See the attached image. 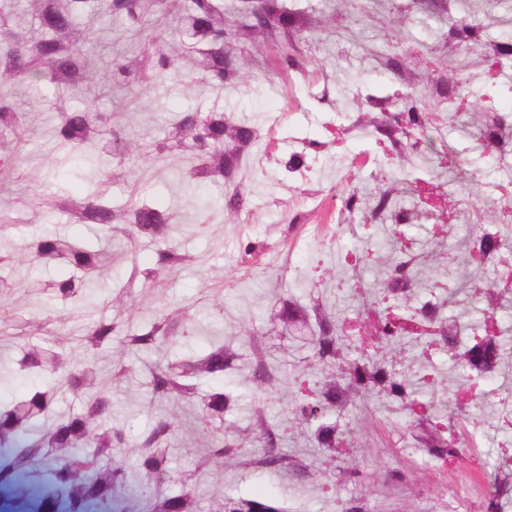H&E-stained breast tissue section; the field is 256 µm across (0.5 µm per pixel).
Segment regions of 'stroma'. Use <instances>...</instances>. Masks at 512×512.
<instances>
[{
  "label": "stroma",
  "instance_id": "stroma-1",
  "mask_svg": "<svg viewBox=\"0 0 512 512\" xmlns=\"http://www.w3.org/2000/svg\"><path fill=\"white\" fill-rule=\"evenodd\" d=\"M300 13L276 37L233 34L224 52L235 71L231 86L205 87L186 57H179L160 80L121 88H96L100 108L113 129L133 138L139 156L112 168L107 189L114 204L147 199L170 210L175 230L164 241L132 240L123 229L99 232L92 224L55 221L66 235L96 242L111 259L91 276L90 297L82 307L52 314L40 308L39 282L57 268L35 261L32 245L46 227L41 202L62 191L73 197L90 190L84 161L64 157L49 118L52 93L39 104L23 103L34 135L28 158L11 195L27 223L0 230V239L19 260L11 269L12 288L0 292V371L10 369L27 345L50 341L67 367L94 362L100 388L110 398V420L131 437L160 420L173 424L168 440L177 486L261 497L288 512H340L357 500L368 512H437L439 470L428 465L420 439L426 427L408 425L405 405L373 397L350 408L344 419L348 444L331 456L311 440L309 425L290 419L302 395L314 388L310 351L297 337L273 332L269 315L280 301L303 304L320 299L344 332L361 336L371 316L361 299L380 288L397 249L411 257V270L426 296L429 285L447 283L451 271L468 259L465 242L475 214L484 220L503 216L504 202L488 185L499 168L512 167V148L489 153L479 131L477 111L512 116V54L500 51L512 38V0H297ZM287 45L297 60L288 79L269 68L271 44ZM452 83L459 116L454 127H440L431 163H418L408 143L392 147L376 131L377 100L393 111L423 110L433 102V85ZM221 110L248 119L271 150L253 159L242 179L245 203L238 211L215 209L227 185L207 182L186 191L172 181L171 166L153 160L176 113ZM368 157L363 169L349 158ZM303 158L298 173L284 170L287 160ZM392 190L395 202L373 214L376 198ZM357 191L359 211L342 214L337 245L316 249L314 197L345 198ZM291 242L288 258L252 266L241 259L242 243L271 247ZM173 248L182 263L156 285L132 290L122 310L112 306L132 264L150 268L158 251ZM122 316L125 332L140 333L157 319L185 328V349H204L215 332L258 343L267 364L278 369L279 384L257 389L250 370L200 382V392H226L237 398L227 420L244 433L243 448L231 468L208 457L212 432L195 429L196 398L156 395L150 370L157 351L122 356L120 337L98 353L83 343L93 324ZM426 323L412 321L401 339L404 375L420 402H440L448 391L465 389L453 379L442 350L422 357ZM496 392L480 397L474 413L440 410V421L467 425L482 463L498 468L500 484L512 483V432L500 429L499 392H512V359L503 361ZM281 429L284 461L277 470L259 468L260 425ZM302 461L306 477L291 476Z\"/></svg>",
  "mask_w": 512,
  "mask_h": 512
}]
</instances>
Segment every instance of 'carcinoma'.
Listing matches in <instances>:
<instances>
[{"label": "carcinoma", "mask_w": 512, "mask_h": 512, "mask_svg": "<svg viewBox=\"0 0 512 512\" xmlns=\"http://www.w3.org/2000/svg\"><path fill=\"white\" fill-rule=\"evenodd\" d=\"M0 0V191L11 189L24 168L27 157L23 151L28 128V113L17 107L21 95L40 94L54 90V135L69 155H80L93 167L122 164L137 153L138 145L122 138L101 124L98 107L85 101L88 87L97 84H128L147 82L163 76L174 64L165 52V31L151 17L160 18L176 11L181 21V37L198 53L197 66L201 81L212 89H224L232 80L233 70L224 55V4L221 0ZM296 9L284 0H265L263 6L239 9L238 30L263 32L275 27H288ZM88 17L102 26L124 19L128 27L147 32L148 43L156 46L153 53L137 54L100 69L96 68L85 45L95 38L92 27L82 23ZM271 68L286 74L296 61L288 47L277 49L268 57ZM405 128L416 131L409 141L412 152L421 162L432 155L433 140L429 132L436 125H453L454 117L442 120L434 112H400ZM260 134L246 119H234L222 111L179 112L172 133L154 147L162 158L187 150L191 160L185 169L173 174L175 183L190 189L202 182L232 181L244 171L248 150L258 144ZM51 210L68 214L74 224H95L106 229L115 224L129 225V232L139 239L160 240L172 230L171 214L152 202L132 200L116 208L106 184L99 183L81 198L61 192L51 196ZM22 221L21 212L9 202L0 204V227ZM469 250L483 253L480 265L494 264L500 259L504 241L496 224H475L468 244ZM34 258L55 262L64 272L42 284L50 304L76 307L86 301L88 278L102 267V250L75 242L56 230L40 236L33 244ZM179 255L173 249L158 253L157 267L142 269L132 264L125 284L131 292L136 284L155 283L161 274L177 266ZM410 260H394L389 275L381 286V299L391 308L405 309L417 296L409 273ZM484 304V320L497 319L496 309L502 294L497 284L487 283L474 291ZM420 316L438 329V342L446 347L448 360L457 375L466 381L484 385L492 381L499 365H491V355L502 359L500 337L487 333L483 324L468 334V328L456 319L445 317L432 300L418 303ZM313 315L317 332L311 335L310 358L322 381L312 396L304 399L295 412L296 423H310L318 447L334 453L339 449L344 428L341 418L355 400L374 394L401 404L416 405L410 384L397 369V362L377 352L365 353L343 334L339 322L328 313L319 300L307 309L296 300L283 302L272 319L286 327L306 323ZM377 344L390 352L400 345V327L388 314L378 318ZM124 336L125 346L149 350L157 343L171 345L174 357L154 365L152 387L156 394L191 397L199 381L223 376L246 365L248 350L214 337L200 352L179 351L178 327L159 319L150 329L137 334H123L122 320L102 319L94 324L84 344L95 354L112 343V337ZM14 371L38 376L42 386L27 395L0 406V486L11 488L19 482L39 490L36 500L46 512H286L273 501L254 500L231 493L214 492L208 497L206 510H201V495L194 488L172 489L173 477L167 450L171 423L160 420L133 446L135 464L127 465L121 449L129 445V436L122 428L108 422L109 401L97 391L98 372L94 363L68 369L60 354L45 342L24 349L15 360ZM87 398L86 408L77 414L49 419L60 390ZM233 405L232 396L213 392L201 398L199 425L218 432L209 456L235 463L240 451L235 427L224 424V415ZM278 430L269 428L264 457L259 464L271 469L282 460L280 450L271 444ZM465 447L463 432L454 426L435 429L425 440V451L439 460H451Z\"/></svg>", "instance_id": "cac0c4a2"}]
</instances>
